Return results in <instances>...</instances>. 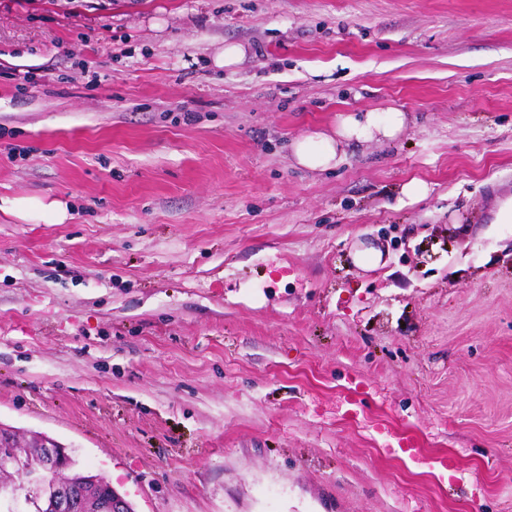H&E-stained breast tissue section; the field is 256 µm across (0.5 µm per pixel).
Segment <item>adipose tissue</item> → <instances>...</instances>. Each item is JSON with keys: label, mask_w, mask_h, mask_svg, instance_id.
<instances>
[{"label": "adipose tissue", "mask_w": 512, "mask_h": 512, "mask_svg": "<svg viewBox=\"0 0 512 512\" xmlns=\"http://www.w3.org/2000/svg\"><path fill=\"white\" fill-rule=\"evenodd\" d=\"M407 123L405 112L392 108L386 112L368 110L341 115L331 130L320 131L295 141L292 155L297 165L326 171L340 164L347 148L397 138Z\"/></svg>", "instance_id": "obj_1"}]
</instances>
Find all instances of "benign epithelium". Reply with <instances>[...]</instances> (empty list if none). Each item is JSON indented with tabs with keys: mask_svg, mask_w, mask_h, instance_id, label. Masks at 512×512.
<instances>
[{
	"mask_svg": "<svg viewBox=\"0 0 512 512\" xmlns=\"http://www.w3.org/2000/svg\"><path fill=\"white\" fill-rule=\"evenodd\" d=\"M42 449L46 466L26 475L25 482L0 496V506L9 512H30L38 504L52 512H74L83 497V488L56 481L59 471L70 462L67 447L45 435L24 436L11 427L0 425V471H23V460L15 446ZM102 512H133L129 503L117 493L100 505Z\"/></svg>",
	"mask_w": 512,
	"mask_h": 512,
	"instance_id": "1",
	"label": "benign epithelium"
}]
</instances>
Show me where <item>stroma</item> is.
I'll return each instance as SVG.
<instances>
[{
	"mask_svg": "<svg viewBox=\"0 0 512 512\" xmlns=\"http://www.w3.org/2000/svg\"><path fill=\"white\" fill-rule=\"evenodd\" d=\"M0 198V423L134 512H512V0H0ZM329 131H320L295 141L293 159L297 165L326 171L340 164L347 147L397 138L405 129L406 112L390 108L384 114L376 110L346 112ZM0 210L10 212L26 218H34L36 213L44 212L50 214L55 223H62L67 218V210L60 203L52 202L45 204L43 202H34L22 199H0Z\"/></svg>",
	"mask_w": 512,
	"mask_h": 512,
	"instance_id": "1",
	"label": "stroma"
}]
</instances>
